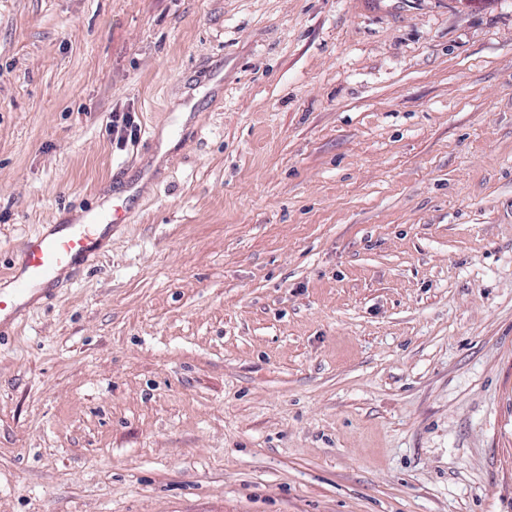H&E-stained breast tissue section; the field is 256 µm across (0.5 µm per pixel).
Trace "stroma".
<instances>
[{
	"label": "stroma",
	"instance_id": "35a3bbf8",
	"mask_svg": "<svg viewBox=\"0 0 512 512\" xmlns=\"http://www.w3.org/2000/svg\"><path fill=\"white\" fill-rule=\"evenodd\" d=\"M111 203L0 512H512V0H0V289ZM141 127L135 113H122L112 115V139L116 147L122 150L128 143L135 142L140 134Z\"/></svg>",
	"mask_w": 512,
	"mask_h": 512
}]
</instances>
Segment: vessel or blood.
<instances>
[{
    "label": "vessel or blood",
    "instance_id": "1",
    "mask_svg": "<svg viewBox=\"0 0 512 512\" xmlns=\"http://www.w3.org/2000/svg\"><path fill=\"white\" fill-rule=\"evenodd\" d=\"M128 219L127 211L120 207L102 215L90 208L72 230L28 238L12 290H0V335H6L21 298L33 287L49 277L60 275L76 259L96 254L99 247L96 229L100 223L124 224Z\"/></svg>",
    "mask_w": 512,
    "mask_h": 512
}]
</instances>
